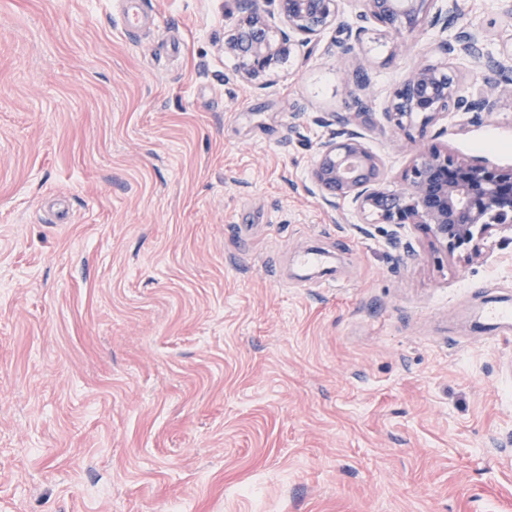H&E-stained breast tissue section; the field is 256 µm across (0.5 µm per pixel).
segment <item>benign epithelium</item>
<instances>
[{"label":"benign epithelium","instance_id":"7a95c632","mask_svg":"<svg viewBox=\"0 0 512 512\" xmlns=\"http://www.w3.org/2000/svg\"><path fill=\"white\" fill-rule=\"evenodd\" d=\"M355 19L373 21L389 32L436 31L435 50L451 63L415 66L384 103L382 114L400 130L421 117L420 132L441 119L494 111L498 100L512 97V51L484 52L486 37L465 27L451 36L448 19L457 16V0H354ZM240 18L226 41L238 58L241 77L257 82L286 58L292 42H306L339 23L341 0H237ZM278 14L284 28L269 23ZM347 38L342 54L362 72L365 63L356 44L362 28L340 23ZM485 63L471 75L476 60ZM351 117H337L340 132L318 146L311 182L322 198L350 199L360 220L423 229L431 243L454 254L460 249L479 252V241L501 228H512V172L485 162L460 160L434 145L416 150L395 189H386V170L364 134L351 124L368 111L357 99Z\"/></svg>","mask_w":512,"mask_h":512}]
</instances>
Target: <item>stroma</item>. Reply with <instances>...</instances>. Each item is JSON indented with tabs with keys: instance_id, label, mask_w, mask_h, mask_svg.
I'll return each mask as SVG.
<instances>
[{
	"instance_id": "1",
	"label": "stroma",
	"mask_w": 512,
	"mask_h": 512,
	"mask_svg": "<svg viewBox=\"0 0 512 512\" xmlns=\"http://www.w3.org/2000/svg\"><path fill=\"white\" fill-rule=\"evenodd\" d=\"M141 6L0 0V512H512V336L478 326L512 232L408 252L310 181L358 98L399 185L381 105L429 37L366 23L361 79L332 27L259 87L234 0ZM423 141L512 171V98ZM120 20L125 31L138 29L148 22V15L140 7L138 0H120Z\"/></svg>"
}]
</instances>
